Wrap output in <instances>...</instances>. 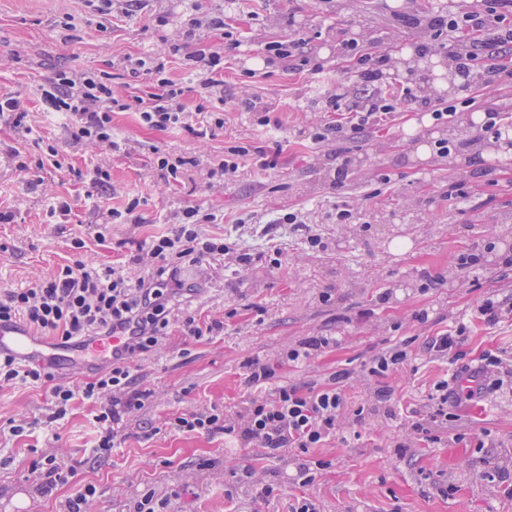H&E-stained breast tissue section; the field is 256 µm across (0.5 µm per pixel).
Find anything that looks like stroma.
<instances>
[{
  "mask_svg": "<svg viewBox=\"0 0 512 512\" xmlns=\"http://www.w3.org/2000/svg\"><path fill=\"white\" fill-rule=\"evenodd\" d=\"M96 6L97 0H0V94L18 97L27 110L20 125L0 124V210L15 215L12 223H0V289L50 276L72 259L71 240L78 234L89 261L126 265L139 245L174 228L188 204L217 214L218 223L204 225L205 233L226 237L257 260L244 273L220 264L182 271L184 283L202 287L188 310L203 320L223 318L224 329L196 339L171 327L157 350L130 361L137 388L151 395L108 458L91 455L92 406L75 403L52 439L39 424L45 389L0 391V418L31 423L22 435H0V512H58L81 482L99 491L95 512H128L147 487L177 491L173 512H293L306 498L320 512H512V498L504 493V478L512 475V389L457 405L436 428L437 442L418 440L408 424L411 415L426 414L435 385L456 370L451 358L427 346L457 325L465 327L469 361L491 351L512 370V269L502 265L512 252V156L493 151L494 136L475 139L467 124L493 103L512 114V51L494 59L479 53L483 67L500 72L490 85L446 92L445 100L456 106L453 117L426 127L424 111L404 105L378 115L355 137L327 145L315 142L314 133L352 120L361 99L355 64L341 55V40L352 37L363 51L394 54L428 38L414 18L458 12L460 0H142L130 15L123 0H114L108 16ZM160 13L169 23L159 31L151 19ZM208 13L223 14L242 42L224 56L225 101L256 97L268 107L271 125L231 107L223 126L211 125L209 113L197 109L200 90L177 54L168 56L166 68L186 89V127L151 130L137 112H116L117 150L65 145L64 122L43 96L58 73L104 71L121 94L147 95L155 90L151 77H132L126 58L154 55L163 42L177 41L189 18ZM297 30L309 39L302 56L323 61L322 74L308 71L302 57L262 65L263 45ZM249 69L257 77H246ZM336 90L345 95L339 111L315 107L318 97ZM199 127L208 137L196 136ZM444 140L458 143V151L440 156L436 147ZM422 143L430 155L420 160ZM49 144L62 146V168H37ZM240 145L249 153L240 158L236 177L208 187L210 163ZM155 146L193 159L180 181L167 183L151 167ZM14 149L28 171L17 170ZM266 159L273 168L261 169ZM98 165L111 169L109 190L90 183ZM341 167L347 171L342 180ZM455 183L469 193L464 204L448 198ZM134 198L141 223L110 224L90 234L98 210H121ZM61 199L72 204L65 224L51 214ZM340 209L354 214L353 223H337ZM288 212L301 213L307 230L281 223ZM311 231L321 234L325 248L309 247ZM489 242L496 248L483 272L468 277L457 271L459 254ZM276 248L278 269L268 260ZM437 275L442 285L423 290L426 277ZM325 292L331 302L321 301ZM383 292L384 302L378 299ZM488 298L506 305L494 324L479 314ZM423 309L428 318L421 322L416 315ZM313 335L338 342L309 364L283 362L285 349ZM400 343L407 361L384 377L367 376L365 365ZM249 358L298 386L320 387L336 370L349 369L336 436L323 447L291 448L275 459L220 434L165 428L171 417L213 405L240 411L251 393L243 368ZM382 389L389 399L379 398ZM41 452L74 465L77 483L39 494L31 463ZM305 459L319 467L304 485L296 470ZM264 484L273 489L265 499L258 495Z\"/></svg>",
  "mask_w": 512,
  "mask_h": 512,
  "instance_id": "stroma-1",
  "label": "stroma"
}]
</instances>
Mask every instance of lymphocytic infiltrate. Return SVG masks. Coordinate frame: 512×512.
I'll return each instance as SVG.
<instances>
[{"label": "lymphocytic infiltrate", "mask_w": 512, "mask_h": 512, "mask_svg": "<svg viewBox=\"0 0 512 512\" xmlns=\"http://www.w3.org/2000/svg\"><path fill=\"white\" fill-rule=\"evenodd\" d=\"M421 24L430 30L431 37L420 43V50L431 52L454 44L457 62L467 66L477 50L493 55L512 45V0H481L477 7H466L450 16L433 15L422 19ZM203 26L224 33L223 51L200 49L187 57L189 68L200 73L201 89L209 91L224 84L223 52L236 51L241 42L225 30L220 14L190 18L183 40L192 39ZM147 72L154 76L158 90L146 98L116 95L108 77L91 69L60 74L44 98L52 111L66 117L67 145L92 142L102 148H116L112 115L130 109L136 110L142 124L151 129L165 131L183 125L184 87L167 77L164 62H151ZM217 221L215 214L202 211L199 206L182 208L172 231L152 236L142 252L133 256V264L141 268L137 277L120 268L84 260L81 253L85 241L78 235L71 241L76 253L71 263L26 287L1 292V324L24 321L37 335L55 339L59 347L103 342L118 335L125 336L126 341L121 349L113 351L110 369L97 373L79 388L55 382L48 367L23 362L9 352L1 353L0 389L18 384H49L44 420L48 426L63 420L75 401L92 404L97 427L92 451L99 458L110 456L149 396L148 391L135 387L128 360L151 352L160 344L167 334L176 298L194 292L193 287L179 285L181 268L220 262L231 253L236 271L241 272L255 260L253 254L237 249L226 238L203 232V225ZM501 363L498 355L485 353L480 365L470 372L479 381L474 388L440 382L430 396L433 407L429 415L412 421V430L423 439L432 440L433 429L449 417V403L471 402L503 386V379L497 376ZM245 369L251 393L240 412L232 416L214 406L171 418L168 428L185 434H221L266 449L273 458L289 448L322 447L335 436L337 421L345 408L343 387L350 372H336L329 385L304 390L275 384L274 370L259 360H247Z\"/></svg>", "instance_id": "obj_1"}]
</instances>
